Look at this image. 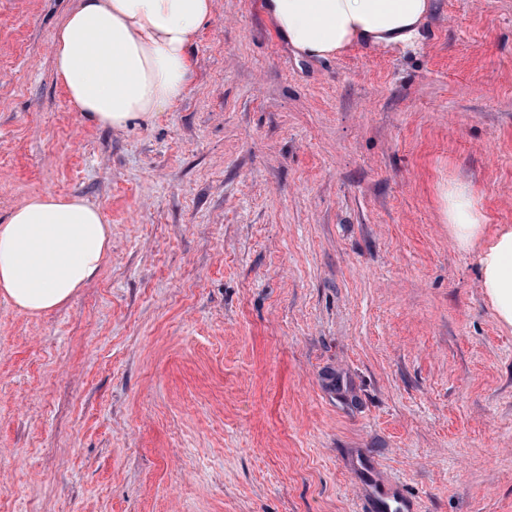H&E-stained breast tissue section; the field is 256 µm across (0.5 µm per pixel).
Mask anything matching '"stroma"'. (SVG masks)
Here are the masks:
<instances>
[{"label": "stroma", "mask_w": 512, "mask_h": 512, "mask_svg": "<svg viewBox=\"0 0 512 512\" xmlns=\"http://www.w3.org/2000/svg\"><path fill=\"white\" fill-rule=\"evenodd\" d=\"M76 0H0V219L112 228L69 303L0 295V512H512V327L441 213L512 227V0H430L407 47L303 59L214 0L185 97L85 123L51 45ZM369 507L373 512L399 510L402 512H413L414 505L404 498L397 490H385L381 495H369Z\"/></svg>", "instance_id": "1"}]
</instances>
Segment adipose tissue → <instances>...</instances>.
Wrapping results in <instances>:
<instances>
[{
  "label": "adipose tissue",
  "mask_w": 512,
  "mask_h": 512,
  "mask_svg": "<svg viewBox=\"0 0 512 512\" xmlns=\"http://www.w3.org/2000/svg\"><path fill=\"white\" fill-rule=\"evenodd\" d=\"M213 0H78L53 40L59 81L84 122L122 129L155 118L189 87V46L213 17ZM430 0H264L278 34L299 56L327 58L359 42L409 45ZM444 216L455 242L478 249L480 285L512 326V228L486 236L463 184H450ZM111 227L78 196L37 195L0 223V295L38 314L74 297L104 264Z\"/></svg>",
  "instance_id": "ef3b65f1"
}]
</instances>
